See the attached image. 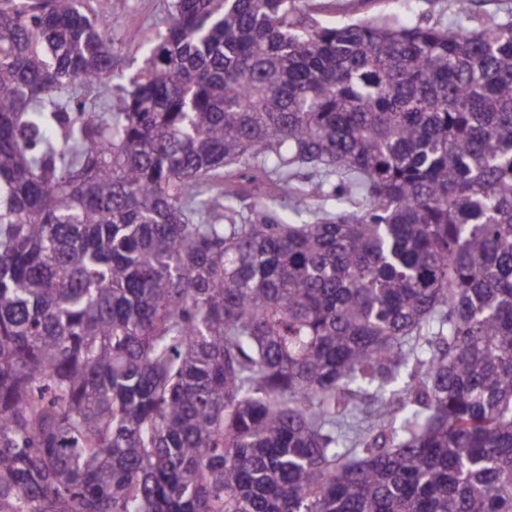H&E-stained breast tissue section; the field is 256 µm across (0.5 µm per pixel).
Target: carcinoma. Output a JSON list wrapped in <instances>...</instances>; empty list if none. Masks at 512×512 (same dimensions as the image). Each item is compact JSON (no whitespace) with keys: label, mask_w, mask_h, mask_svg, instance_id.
Masks as SVG:
<instances>
[{"label":"carcinoma","mask_w":512,"mask_h":512,"mask_svg":"<svg viewBox=\"0 0 512 512\" xmlns=\"http://www.w3.org/2000/svg\"><path fill=\"white\" fill-rule=\"evenodd\" d=\"M95 2L0 0V512H512V18L173 0L101 113Z\"/></svg>","instance_id":"obj_1"}]
</instances>
